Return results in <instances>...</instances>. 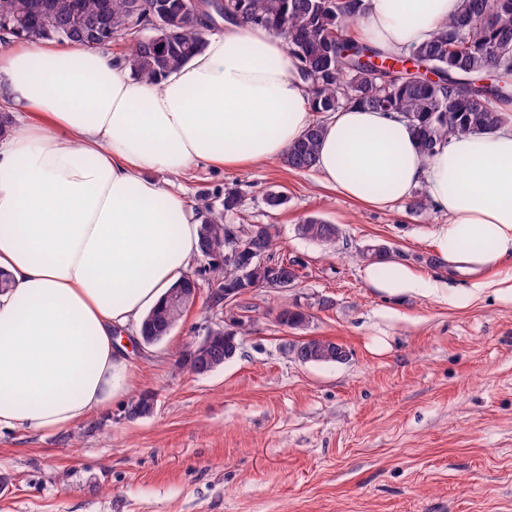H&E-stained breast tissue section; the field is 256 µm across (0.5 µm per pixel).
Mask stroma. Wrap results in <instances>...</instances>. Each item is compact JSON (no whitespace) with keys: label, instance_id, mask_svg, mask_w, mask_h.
<instances>
[{"label":"stroma","instance_id":"stroma-1","mask_svg":"<svg viewBox=\"0 0 512 512\" xmlns=\"http://www.w3.org/2000/svg\"><path fill=\"white\" fill-rule=\"evenodd\" d=\"M158 179L181 186L197 212L237 187L229 223L270 226L274 258L302 263L298 286L249 291L231 315L213 307L209 261L196 257L195 305L160 344L127 350L129 393H154V413L128 421L121 399L66 429L1 431L11 483L0 512H512V302L419 297L389 319L364 279L359 250L371 242L442 274L424 235L444 220L436 206L371 209L278 161ZM276 191L288 202L272 208ZM311 216L341 228L336 251L299 235ZM292 303L312 304L308 326L277 322ZM236 317L250 327L232 361L206 376L178 368L209 326ZM375 336L388 351L369 349ZM312 337L342 344L347 360L287 354Z\"/></svg>","mask_w":512,"mask_h":512}]
</instances>
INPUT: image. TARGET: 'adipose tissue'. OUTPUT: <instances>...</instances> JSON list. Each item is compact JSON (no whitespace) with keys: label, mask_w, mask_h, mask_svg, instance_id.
Wrapping results in <instances>:
<instances>
[{"label":"adipose tissue","mask_w":512,"mask_h":512,"mask_svg":"<svg viewBox=\"0 0 512 512\" xmlns=\"http://www.w3.org/2000/svg\"><path fill=\"white\" fill-rule=\"evenodd\" d=\"M358 30L387 54L430 40L462 0H364ZM0 103L28 117L0 137V429L60 430L128 391L116 331L141 323L198 253L200 222L182 193L154 179L200 164L245 170L279 159L314 123L283 40L225 23L203 51L147 83L118 56L78 43L17 39L0 51ZM315 170L372 208L425 186L444 213L429 225L443 266L470 287L394 261L367 265L369 288L464 307L512 301V122L453 136L422 157L407 122L349 104L323 123Z\"/></svg>","instance_id":"adipose-tissue-1"}]
</instances>
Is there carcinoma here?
Instances as JSON below:
<instances>
[{
  "label": "carcinoma",
  "mask_w": 512,
  "mask_h": 512,
  "mask_svg": "<svg viewBox=\"0 0 512 512\" xmlns=\"http://www.w3.org/2000/svg\"><path fill=\"white\" fill-rule=\"evenodd\" d=\"M363 11L364 0H212L207 13L197 0H0V30L92 49L121 42L127 45L122 57L132 76L152 82L199 54L205 32L219 19L265 26L284 39L316 113L315 123L282 156L283 165L297 172L311 170L316 162L321 119L350 103L408 121L425 157L453 135L482 134L508 123L501 105L512 100V0H463L460 13L430 41L396 54L348 34ZM240 204L237 190L230 188L219 205L207 207L199 232L201 256L207 248L228 250L236 226L226 223V216ZM299 234L326 246L338 239L332 224L318 217L306 218ZM275 245L264 226L257 248L269 256ZM188 310V304L168 296L143 322L163 333ZM278 314L288 328L306 317L298 305H284ZM234 326L235 331L218 332L186 351L180 365L189 369L207 353L217 363L224 361L239 344L245 321ZM292 350L302 363L311 357L317 363L348 358L345 347L330 339L301 341Z\"/></svg>",
  "instance_id": "cac0c4a2"
}]
</instances>
